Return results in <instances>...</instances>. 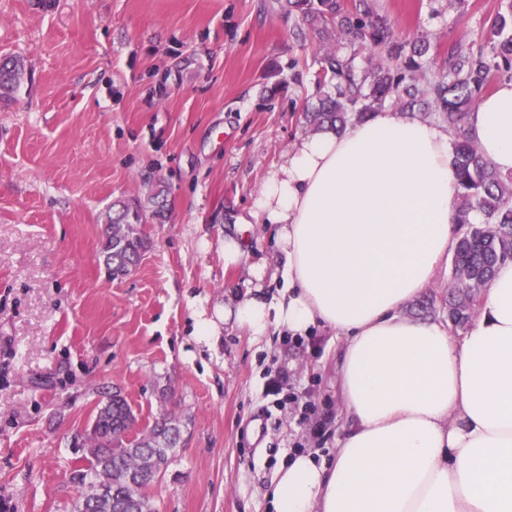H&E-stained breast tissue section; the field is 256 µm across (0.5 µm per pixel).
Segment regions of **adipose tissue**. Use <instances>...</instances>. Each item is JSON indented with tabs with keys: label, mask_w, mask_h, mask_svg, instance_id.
<instances>
[{
	"label": "adipose tissue",
	"mask_w": 512,
	"mask_h": 512,
	"mask_svg": "<svg viewBox=\"0 0 512 512\" xmlns=\"http://www.w3.org/2000/svg\"><path fill=\"white\" fill-rule=\"evenodd\" d=\"M466 128L512 174V82ZM455 188L447 127L385 108L302 136L239 216L275 225L285 286L251 290L237 326L256 340L316 326L345 340L343 438L332 459L307 449L281 464L274 512H512V260L460 337L404 313L455 248Z\"/></svg>",
	"instance_id": "obj_1"
}]
</instances>
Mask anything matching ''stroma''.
Here are the masks:
<instances>
[{
  "label": "stroma",
  "mask_w": 512,
  "mask_h": 512,
  "mask_svg": "<svg viewBox=\"0 0 512 512\" xmlns=\"http://www.w3.org/2000/svg\"><path fill=\"white\" fill-rule=\"evenodd\" d=\"M378 4L443 49L480 42L500 0ZM291 27L262 0H0V55L27 71L0 102V512H72L84 433L115 389L138 426L165 413L181 430L156 512H269L281 461L333 456L341 340H256L224 316L258 285L250 266L279 256L272 225L237 218L308 132L312 83L261 97L312 60L315 37ZM158 184L166 217L140 225L148 249L112 278L105 215ZM228 237L245 253L229 268Z\"/></svg>",
  "instance_id": "1"
}]
</instances>
